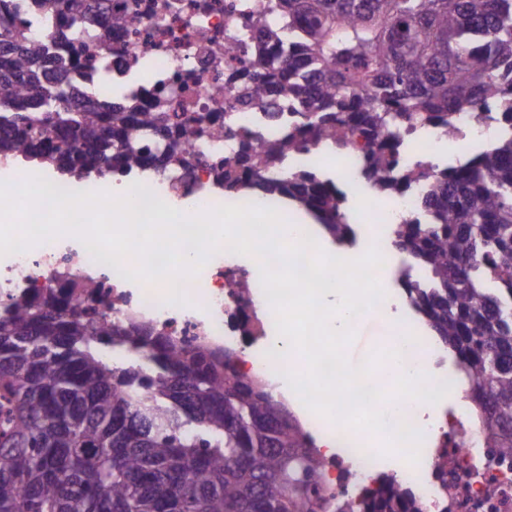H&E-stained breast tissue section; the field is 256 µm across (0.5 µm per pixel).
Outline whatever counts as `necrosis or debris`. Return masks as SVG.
<instances>
[{
  "label": "necrosis or debris",
  "mask_w": 512,
  "mask_h": 512,
  "mask_svg": "<svg viewBox=\"0 0 512 512\" xmlns=\"http://www.w3.org/2000/svg\"><path fill=\"white\" fill-rule=\"evenodd\" d=\"M264 2L106 0L112 15L131 12L134 20L97 36L77 33L74 41L83 53L104 61L128 89L147 97L160 87H172L170 111L220 112L233 126L257 138L276 139L287 127L283 116L238 103L229 80L232 73L245 68L258 35L256 28H244V18ZM497 131L493 122L476 114L457 113L445 134L448 152L478 149ZM362 144L361 136L353 135L334 159L350 190L371 201L374 186L362 174ZM231 154L230 145L222 140L193 144L185 155L190 179L182 181L166 172L154 174L143 181L138 194L141 210L154 211L171 197L193 206L213 205L208 190L212 160ZM66 271L77 276L106 274L113 316L133 312L172 335L201 337L221 345L234 352L241 379L281 377L266 342L275 321L267 306L271 294L261 286L258 265L239 260L234 249L214 255L195 279L137 288L96 248L30 249L9 255L0 267V293L45 291ZM173 287L185 291L191 305L166 304L164 298ZM422 445L423 462L406 467L393 480L359 448L351 432L337 430L336 451L323 458L322 483L337 492L356 490L364 512L386 500L394 512H512V462L494 460L483 437L461 418L445 416L438 431L429 433ZM397 484L405 491L400 499L392 496Z\"/></svg>",
  "instance_id": "4bbe7bcc"
}]
</instances>
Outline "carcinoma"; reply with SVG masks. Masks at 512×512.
<instances>
[{"label":"carcinoma","mask_w":512,"mask_h":512,"mask_svg":"<svg viewBox=\"0 0 512 512\" xmlns=\"http://www.w3.org/2000/svg\"><path fill=\"white\" fill-rule=\"evenodd\" d=\"M239 100L302 121L256 142L221 112H154L135 95L75 106L83 63L68 35L125 21L88 0H38L56 28L0 37V156L61 176H119L183 163L192 142L227 138L213 184L295 201L339 244L352 228L330 181L288 169L301 147L365 136L380 192L421 181L393 225L414 264L407 298L454 353L485 447L512 457V0H268ZM473 111L500 128L465 164L395 171L403 129L446 128ZM57 133V142L47 130ZM85 289V304L71 301ZM102 284L63 279L0 298V512H316L323 462L310 433L234 354L105 312Z\"/></svg>","instance_id":"cac0c4a2"}]
</instances>
